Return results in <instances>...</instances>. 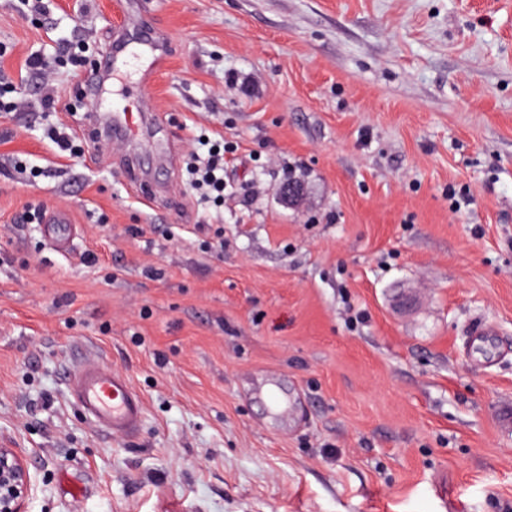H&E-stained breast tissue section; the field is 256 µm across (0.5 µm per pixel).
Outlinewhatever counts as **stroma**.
<instances>
[{"label": "stroma", "mask_w": 512, "mask_h": 512, "mask_svg": "<svg viewBox=\"0 0 512 512\" xmlns=\"http://www.w3.org/2000/svg\"><path fill=\"white\" fill-rule=\"evenodd\" d=\"M44 3L0 0V447L25 512H507L512 0H131L163 62L99 102L60 70L48 116L31 55L117 34L115 0ZM115 109L137 136H83ZM200 127L237 147L220 205L185 181ZM30 208L69 215L64 251ZM85 360L142 394L134 438L72 401ZM44 135L56 145L61 153L68 152L69 156H76L80 151L79 146L75 144L76 137L67 132L64 127L54 124L47 125L44 128ZM34 486L23 455L15 448H0V512H24Z\"/></svg>", "instance_id": "obj_1"}]
</instances>
